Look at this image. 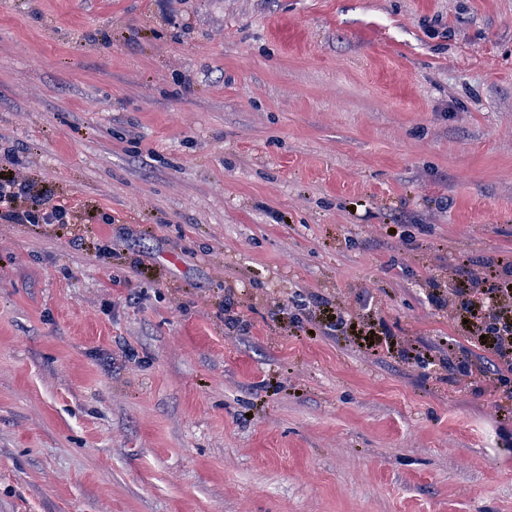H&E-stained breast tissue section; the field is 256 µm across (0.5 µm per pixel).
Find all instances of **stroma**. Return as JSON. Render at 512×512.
I'll use <instances>...</instances> for the list:
<instances>
[{
  "instance_id": "35a3bbf8",
  "label": "stroma",
  "mask_w": 512,
  "mask_h": 512,
  "mask_svg": "<svg viewBox=\"0 0 512 512\" xmlns=\"http://www.w3.org/2000/svg\"><path fill=\"white\" fill-rule=\"evenodd\" d=\"M0 169V512H512L500 389L296 325L470 347L512 0H0ZM3 175L0 178V219L15 224H65L69 213L66 204L52 202V194L47 189L35 190V187L16 176ZM24 198L31 202L30 209L18 211L17 202ZM48 205V206H47ZM44 206V207H43Z\"/></svg>"
}]
</instances>
